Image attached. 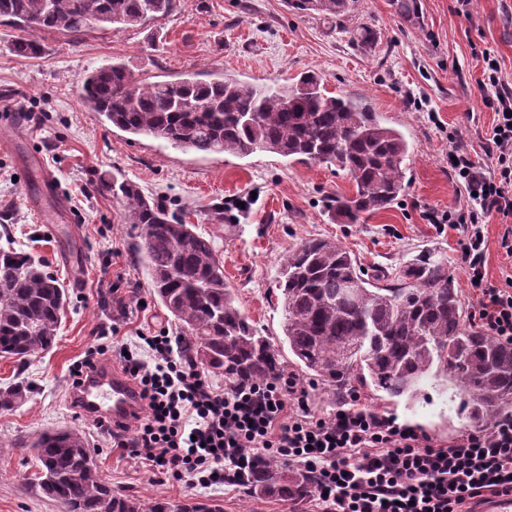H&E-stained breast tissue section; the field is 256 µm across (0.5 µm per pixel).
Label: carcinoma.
I'll list each match as a JSON object with an SVG mask.
<instances>
[{
  "label": "carcinoma",
  "mask_w": 512,
  "mask_h": 512,
  "mask_svg": "<svg viewBox=\"0 0 512 512\" xmlns=\"http://www.w3.org/2000/svg\"><path fill=\"white\" fill-rule=\"evenodd\" d=\"M355 0H288L298 13L340 19ZM180 7V0H0V19L22 35L20 57L43 52L37 30L81 36L91 28H134ZM80 102L116 128L196 152L240 158L268 152L299 163H325L344 172L352 195L336 200L333 217L355 224L390 208L408 185V143L380 115L356 99L330 95L314 73L274 86L234 78L201 81L194 74L150 82L122 62L88 71ZM205 102L208 108L196 109ZM99 190L123 201V222L139 231L138 260L154 296L180 326L190 359L224 374L232 385L260 382L284 371L281 347L293 363L335 393L352 384L393 398L412 397L428 377L457 391L473 423L512 403V345L467 323L448 266L430 257L404 270L402 284H381L385 273L366 272L340 244L303 241L283 260L279 290L284 339L261 335L236 305L212 241L168 214L134 183L116 176ZM67 293L29 254L0 248V357L23 364L48 350ZM25 388H0V409ZM37 485L63 512H173L161 501L122 497L99 475L84 435L51 430L32 442ZM255 490L300 499L309 484L276 464L259 468Z\"/></svg>",
  "instance_id": "1"
}]
</instances>
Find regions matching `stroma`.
<instances>
[{
    "mask_svg": "<svg viewBox=\"0 0 512 512\" xmlns=\"http://www.w3.org/2000/svg\"><path fill=\"white\" fill-rule=\"evenodd\" d=\"M418 16L397 13L393 0H358L340 20L290 11L286 0H182L172 15L137 28L93 30L74 40L40 31L43 53L12 54L15 31L0 24V247L30 253L67 288L70 302L49 350L19 366L0 357V387L26 386L21 402L0 409V512H60L32 478L28 451L54 428L82 431L100 476L117 495L185 502L201 512H311L293 504L217 485L190 488L153 474L110 447L92 419L76 415L69 368L93 344L94 331L117 315L109 289L135 286V301L120 333L174 329L136 258L137 231L122 206L100 192L98 179L117 175L164 200L173 214L211 237L237 303L261 335H283L278 272L301 241L327 238L368 270L398 278L418 255L446 259L465 308L474 299L460 260L459 234L428 216L455 205L461 185L448 167V133L458 130L472 158L482 149L495 114L478 84L482 53L490 51L512 85V0H417ZM373 41H357V28ZM119 61L136 77L165 81L195 73L257 84H282L305 72L327 91L361 99L409 143V185L400 203L358 224H337L330 206L352 183L324 164H300L276 154L239 158L176 149L134 136L84 107L78 90L92 67ZM223 220H215L216 208ZM362 403L398 423L445 442L472 429L452 390L432 380L412 402L364 390Z\"/></svg>",
    "mask_w": 512,
    "mask_h": 512,
    "instance_id": "1",
    "label": "stroma"
}]
</instances>
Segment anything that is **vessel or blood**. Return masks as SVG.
Masks as SVG:
<instances>
[{
	"mask_svg": "<svg viewBox=\"0 0 512 512\" xmlns=\"http://www.w3.org/2000/svg\"><path fill=\"white\" fill-rule=\"evenodd\" d=\"M86 417H106L115 422H132L141 412L137 390L120 368L103 367L93 375L80 394Z\"/></svg>",
	"mask_w": 512,
	"mask_h": 512,
	"instance_id": "b4317fda",
	"label": "vessel or blood"
}]
</instances>
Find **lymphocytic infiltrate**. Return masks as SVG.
Returning <instances> with one entry per match:
<instances>
[{
  "label": "lymphocytic infiltrate",
  "instance_id": "1",
  "mask_svg": "<svg viewBox=\"0 0 512 512\" xmlns=\"http://www.w3.org/2000/svg\"><path fill=\"white\" fill-rule=\"evenodd\" d=\"M482 60L480 86L496 115L483 146L488 162H475L449 132L448 153L457 159L450 170L465 195L429 220L462 234L473 324L512 344V274L498 286L485 269L492 216L509 220L499 246L512 258V87L490 52ZM117 331L98 327L94 345L70 367V385L104 364L121 368L140 391L142 413L118 429L101 418L94 424L152 473L195 487H245L260 465L279 462L304 473L317 512H477L488 496L512 491L511 413L438 443L367 408L354 392L333 415L320 416L307 385L293 376L214 387L168 331L122 339Z\"/></svg>",
  "mask_w": 512,
  "mask_h": 512
}]
</instances>
